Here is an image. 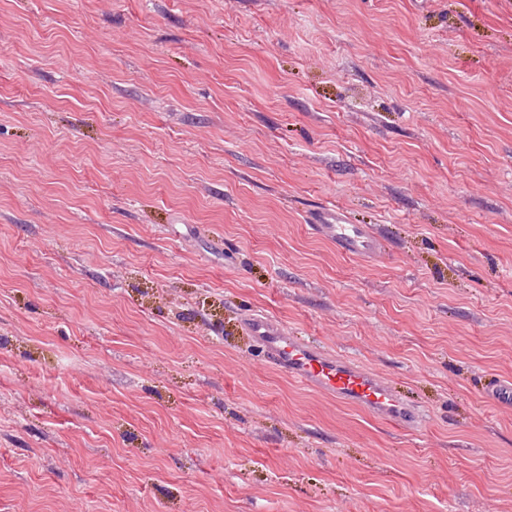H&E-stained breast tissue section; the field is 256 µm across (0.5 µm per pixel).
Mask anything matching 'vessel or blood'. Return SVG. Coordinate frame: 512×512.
Listing matches in <instances>:
<instances>
[{"instance_id":"obj_1","label":"vessel or blood","mask_w":512,"mask_h":512,"mask_svg":"<svg viewBox=\"0 0 512 512\" xmlns=\"http://www.w3.org/2000/svg\"><path fill=\"white\" fill-rule=\"evenodd\" d=\"M313 227L348 256L370 258L381 249L380 237L372 225L347 223L336 208L319 214ZM242 326L261 351L302 386L404 428H421L423 418L417 409L387 379L355 360L288 333L283 325L262 313L247 314Z\"/></svg>"}]
</instances>
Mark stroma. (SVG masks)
<instances>
[{
  "label": "stroma",
  "mask_w": 512,
  "mask_h": 512,
  "mask_svg": "<svg viewBox=\"0 0 512 512\" xmlns=\"http://www.w3.org/2000/svg\"><path fill=\"white\" fill-rule=\"evenodd\" d=\"M251 311L425 427L294 382ZM498 379L512 0H0V512H512ZM312 221L314 229L335 243L345 255L370 258L380 252V237L374 227L370 224H348L338 208L327 209Z\"/></svg>",
  "instance_id": "1"
}]
</instances>
